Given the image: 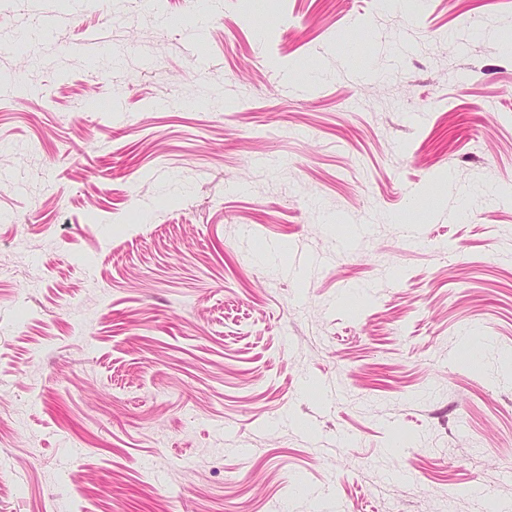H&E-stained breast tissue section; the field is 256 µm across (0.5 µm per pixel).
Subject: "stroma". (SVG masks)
I'll return each mask as SVG.
<instances>
[{
  "instance_id": "1",
  "label": "stroma",
  "mask_w": 512,
  "mask_h": 512,
  "mask_svg": "<svg viewBox=\"0 0 512 512\" xmlns=\"http://www.w3.org/2000/svg\"><path fill=\"white\" fill-rule=\"evenodd\" d=\"M510 184L512 0H0V512H512Z\"/></svg>"
}]
</instances>
